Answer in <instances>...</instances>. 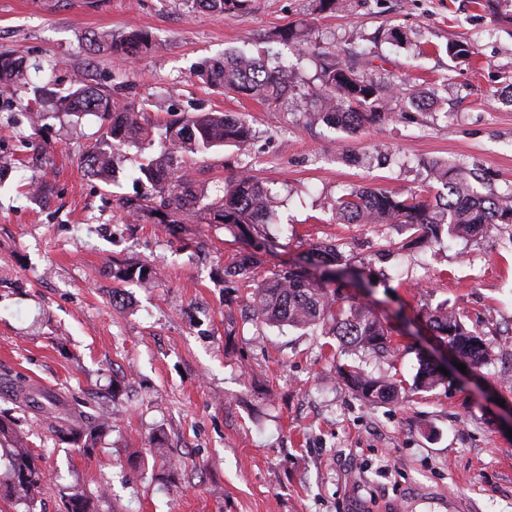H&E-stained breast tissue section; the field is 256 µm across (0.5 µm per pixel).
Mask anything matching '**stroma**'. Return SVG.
I'll list each match as a JSON object with an SVG mask.
<instances>
[{
    "mask_svg": "<svg viewBox=\"0 0 512 512\" xmlns=\"http://www.w3.org/2000/svg\"><path fill=\"white\" fill-rule=\"evenodd\" d=\"M500 10L497 23L475 0H357L337 13L248 0L228 14L193 0H0V52L28 66L27 85L0 100V374L90 405L112 393L120 409L88 451L30 427L48 475L36 512H65L76 492L99 512H512V224L422 248L408 226L341 224L330 209L359 187L435 195V162L464 168L481 192L512 191V0ZM288 26L301 42L280 38ZM134 29L152 39L138 61L87 50L94 33ZM451 43L472 57H449ZM227 53L284 66L293 92L272 104L208 87L199 68ZM333 60L391 85L380 124L306 121ZM51 82L110 90L152 121L245 117L253 140L197 156L189 174L218 195L256 176L272 223L247 243L160 208L133 180L150 155L134 145L115 149L111 183L90 176L80 157L103 123L41 108L35 90ZM320 242L371 280L365 297L392 329L386 357L341 355L319 328L247 320V289L224 276L236 254L257 249L262 279ZM139 266L156 270L152 285L114 276ZM441 304L491 342L481 371L451 368L432 391L378 406L339 384L344 361L412 380L435 347L423 312Z\"/></svg>",
    "mask_w": 512,
    "mask_h": 512,
    "instance_id": "35a3bbf8",
    "label": "stroma"
}]
</instances>
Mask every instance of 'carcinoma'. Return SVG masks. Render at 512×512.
Instances as JSON below:
<instances>
[{
	"label": "carcinoma",
	"mask_w": 512,
	"mask_h": 512,
	"mask_svg": "<svg viewBox=\"0 0 512 512\" xmlns=\"http://www.w3.org/2000/svg\"><path fill=\"white\" fill-rule=\"evenodd\" d=\"M198 7L228 13L244 6L245 0H195ZM90 51L109 52L126 60L140 57L150 48L147 33L131 30L120 38L99 32L89 40ZM351 72L339 62L323 68L322 88L307 113L313 121H322L348 131L375 124L385 117L384 90L371 81L351 79ZM210 87L224 89L267 102H276L288 92L289 81L281 66L246 56L215 59L199 71ZM28 79L27 64L20 58L0 53V96L8 95ZM42 102H55L67 109L79 104L78 111L94 112L105 121L101 142L87 149L81 162L88 173L108 183L112 180V151L109 147L138 145L157 134L161 141L158 154L139 165L137 182L160 198V205L173 207L186 215L204 213L213 224H233L241 230L250 224H268L273 217L271 195L264 184L242 173L225 189L212 196L203 183L187 178L186 159L228 145L243 146L251 138L246 121L222 112H199L187 119L151 123L142 103L125 101L92 85H83L65 95L43 86L38 90ZM433 179L446 193L433 198L419 195L400 197L383 189L353 190L336 199L333 211L344 224H408L425 241H436L442 231L461 237H476L500 224H512V194H480L471 186L461 169L450 170L436 163ZM311 252L328 255L335 271H351L349 259L335 244H318ZM261 260L254 253L241 252L224 273L250 288L252 316L271 326L295 329L327 326L340 346L355 353H386L390 348V328L370 304L341 292L345 284L336 278L306 270L281 269L258 281L255 270ZM437 339L475 368L488 363L492 346L484 335L470 329L460 314L437 308L425 316ZM338 375L353 394L369 404L396 402L407 389L427 391L443 379L440 369L425 358L410 387L386 375L375 376L355 366L341 365ZM0 398L14 410L45 424L60 440L72 442L84 450L96 443L100 432L112 421V405L103 404L94 412L85 403L31 384L18 376H0ZM46 481L40 457L27 446L26 434L12 416L0 417V497L35 512L38 495ZM66 512H94L91 499L72 494L66 500Z\"/></svg>",
	"instance_id": "1"
}]
</instances>
